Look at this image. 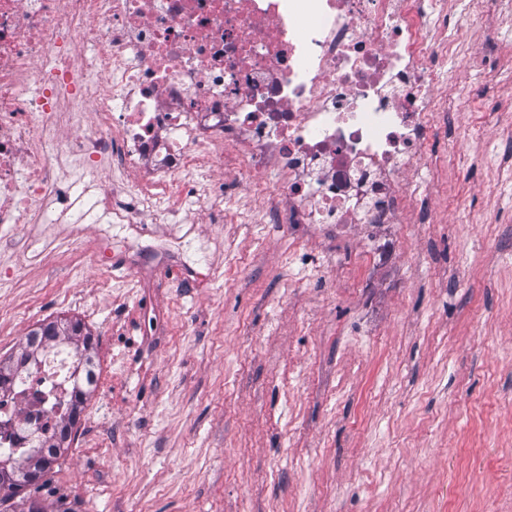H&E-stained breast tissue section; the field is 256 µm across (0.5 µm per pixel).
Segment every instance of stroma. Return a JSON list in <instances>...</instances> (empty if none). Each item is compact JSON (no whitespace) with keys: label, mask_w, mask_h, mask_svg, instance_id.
<instances>
[{"label":"stroma","mask_w":512,"mask_h":512,"mask_svg":"<svg viewBox=\"0 0 512 512\" xmlns=\"http://www.w3.org/2000/svg\"><path fill=\"white\" fill-rule=\"evenodd\" d=\"M455 97L484 82L457 32ZM477 105L457 113L466 131ZM464 180L435 182L436 224L395 228L377 262L360 239L254 224L224 175L226 223L154 224L199 264L141 287L121 245L22 260L0 242V357L45 321L78 319L105 365L38 497L80 512H512V170L469 136Z\"/></svg>","instance_id":"stroma-1"}]
</instances>
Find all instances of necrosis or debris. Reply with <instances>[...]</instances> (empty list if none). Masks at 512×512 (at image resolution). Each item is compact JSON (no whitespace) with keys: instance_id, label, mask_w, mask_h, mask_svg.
I'll return each instance as SVG.
<instances>
[{"instance_id":"4bbe7bcc","label":"necrosis or debris","mask_w":512,"mask_h":512,"mask_svg":"<svg viewBox=\"0 0 512 512\" xmlns=\"http://www.w3.org/2000/svg\"><path fill=\"white\" fill-rule=\"evenodd\" d=\"M504 14L512 0H0V227L31 225L37 254L92 224H174L184 172L216 199L228 168L296 243L435 223L415 173L440 137L469 164L444 62L478 23L474 63L512 76ZM115 170L132 183L99 181ZM102 382L75 344L43 342L0 392V455L57 441L75 386Z\"/></svg>"}]
</instances>
